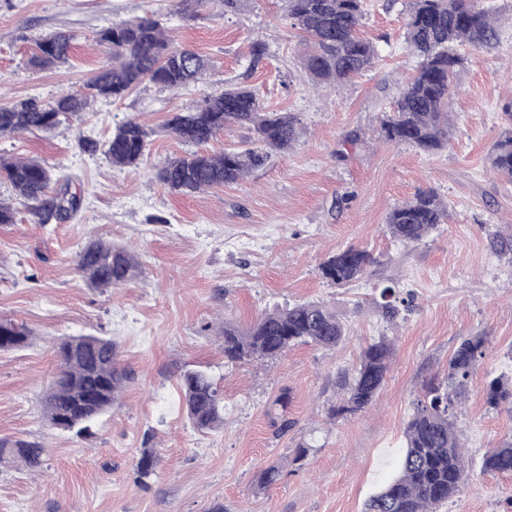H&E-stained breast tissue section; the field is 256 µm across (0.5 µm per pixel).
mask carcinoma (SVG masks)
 <instances>
[{"label": "carcinoma", "instance_id": "cac0c4a2", "mask_svg": "<svg viewBox=\"0 0 512 512\" xmlns=\"http://www.w3.org/2000/svg\"><path fill=\"white\" fill-rule=\"evenodd\" d=\"M287 18L305 34L306 50L301 65L316 83L343 84L366 71L377 55L374 44L361 37L363 0H284ZM405 41L420 59L380 124V135L396 144L433 154L448 143L450 123L448 99L457 71L465 59L459 45L478 47L497 38L491 11L478 0H409ZM76 36L53 32L40 37L31 62L48 68L66 61ZM97 44L112 54V64L101 69L85 90L64 93L43 104L26 99L0 104V135L32 130H50L83 111L98 98L124 97L145 81L181 90L198 83L208 61L187 48L172 46L163 24L154 18L123 21L94 36ZM232 126L245 127L253 140L220 153L200 150ZM164 132L182 143L197 147L185 156L168 159L156 177L170 192L190 194L213 187L236 184L263 167L277 153L291 149L299 138L301 122L295 112H270L256 90L242 84H226L224 90L207 95L184 112H173L162 126ZM150 132L130 118L112 131L104 153L112 166L129 168L145 155ZM491 165L497 174L512 182V132L492 152ZM13 195L31 205L41 223L63 220L77 211L79 198L63 192L69 208L55 210L58 196L51 193V169L35 158H0V182ZM448 204L432 189L418 191L412 199L390 210L386 218L389 235L405 243H421L447 223ZM490 247L512 263V236L489 235ZM372 263L371 255L354 246L343 248L318 266L319 275L335 285L360 279ZM76 269L92 288L126 284L140 273V262L127 248L100 240L92 241L78 253ZM377 303L389 320L399 315V288L388 285ZM0 351L26 345L30 331L22 324L0 321ZM224 360H273L299 344L334 348L346 336L336 312L319 302H298L265 312L247 329L224 322ZM486 337L462 338L448 360L441 380L430 381L414 404L404 431L405 446L395 476L369 498L364 512H435L453 497L463 482L467 465L459 433L453 420V406L465 389ZM393 342L382 336L368 343L358 363L341 380L343 400L331 414H356L373 404L386 377ZM59 366L53 386L42 401L45 422L61 431L80 435L112 408L129 379L119 362L117 344L103 336H69L55 347ZM187 417L200 431L224 427V394L203 371L181 374ZM488 408L512 410V379L505 375L491 380L485 390ZM46 449L35 443L16 441L0 444V460L9 455L28 468L43 465ZM483 468L512 473V439L486 455ZM155 471L153 450L144 449L136 464L140 483Z\"/></svg>", "mask_w": 512, "mask_h": 512}]
</instances>
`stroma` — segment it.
I'll list each match as a JSON object with an SVG mask.
<instances>
[{
    "instance_id": "35a3bbf8",
    "label": "stroma",
    "mask_w": 512,
    "mask_h": 512,
    "mask_svg": "<svg viewBox=\"0 0 512 512\" xmlns=\"http://www.w3.org/2000/svg\"><path fill=\"white\" fill-rule=\"evenodd\" d=\"M498 39L466 48L448 104L446 148L424 154L379 139L419 60L404 42L406 0H364L363 36L379 58L352 82L312 87L303 47L283 0H0V104L43 102L83 90L110 61L96 32L112 23L160 16L173 43L204 56L209 69L190 90L145 83L122 99H96L53 132L0 137V156L45 161L60 186L81 198L68 220L47 224L25 206L0 224V320L25 324L26 348L0 351V441L46 450L42 467L0 461V512H362L396 472L404 427L425 385L442 378L462 337L483 334L485 354L454 406L469 460L459 491L439 512H506L512 474L487 473L484 456L512 437V412L489 410L485 387L512 375V264L488 234L512 236V183L492 171L490 154L512 115V0H482ZM76 36L67 62L46 69L30 59L39 36ZM268 45L253 61L254 40ZM259 90L267 110L301 118L298 142L233 185L181 196L155 178L165 159L189 153L162 132L170 113L223 90ZM136 117L155 131L138 167L117 169L101 146ZM93 148H85V141ZM422 189L448 204V222L407 245L386 231L390 210ZM99 239L135 251L141 274L118 288L89 287L76 272L80 249ZM354 245L373 258L359 280L336 287L318 264ZM397 283L408 306L396 321L375 306ZM320 301L348 334L332 349L300 345L269 361L224 359L225 321L246 327L266 309ZM112 338L130 381L112 411L78 437L46 425L42 399L66 336ZM395 354L370 409L330 419L339 374L379 337ZM209 373L224 391V426L189 423L179 376ZM290 388L287 408L276 400ZM305 460L294 462L298 447ZM156 474L135 479L142 449ZM277 480L256 483L270 465Z\"/></svg>"
}]
</instances>
